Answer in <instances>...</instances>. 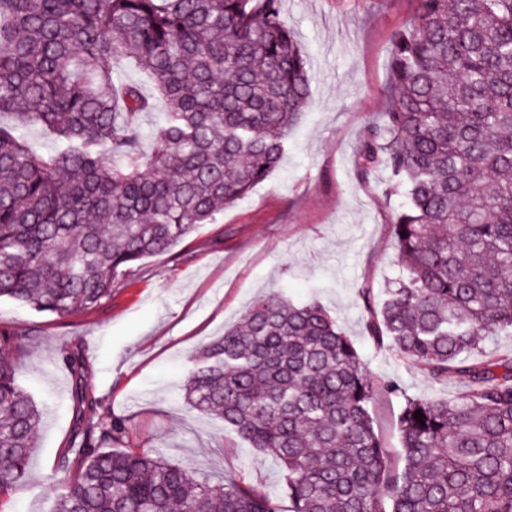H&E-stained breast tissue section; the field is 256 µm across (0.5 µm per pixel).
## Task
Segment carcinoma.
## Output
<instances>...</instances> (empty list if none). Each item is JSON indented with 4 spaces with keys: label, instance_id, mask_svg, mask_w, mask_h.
Segmentation results:
<instances>
[{
    "label": "carcinoma",
    "instance_id": "carcinoma-1",
    "mask_svg": "<svg viewBox=\"0 0 512 512\" xmlns=\"http://www.w3.org/2000/svg\"><path fill=\"white\" fill-rule=\"evenodd\" d=\"M282 0H0V297L67 315L169 251L266 180L310 99ZM389 49L391 107L359 148L364 175L403 197L407 276L366 330L454 400L375 383L320 304L258 299L206 344L183 390L282 469L291 512H512V0H417ZM129 58L154 93L125 82ZM164 109L152 148L141 116ZM52 136L43 155L25 139ZM0 329V497L22 485L42 411ZM73 427L55 512H277L259 487L202 483L94 419L82 350L62 352ZM401 399L395 454L375 430ZM423 421L414 419L415 411Z\"/></svg>",
    "mask_w": 512,
    "mask_h": 512
}]
</instances>
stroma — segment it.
Segmentation results:
<instances>
[{
	"instance_id": "obj_1",
	"label": "stroma",
	"mask_w": 512,
	"mask_h": 512,
	"mask_svg": "<svg viewBox=\"0 0 512 512\" xmlns=\"http://www.w3.org/2000/svg\"><path fill=\"white\" fill-rule=\"evenodd\" d=\"M415 8L414 0H283L307 60L311 106L279 168L216 223L117 277L101 308L56 316L0 298V327L24 343L19 385L43 410L25 483L0 501V512H54L55 462L73 425L70 376L57 353L76 347L101 400L96 419L128 422L122 447L153 449L201 482L258 485L279 512H290L271 457L223 420L188 409L183 392L200 349L270 291L328 309L375 382L398 381L411 395L459 396L462 379L434 382L366 330L403 268L392 227L397 201L362 174L358 146L390 107V39L411 25Z\"/></svg>"
}]
</instances>
